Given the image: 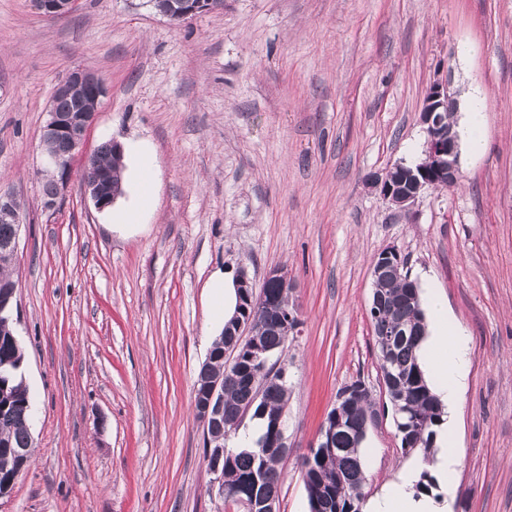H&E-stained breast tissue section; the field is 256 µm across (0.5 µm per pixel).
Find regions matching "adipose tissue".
I'll return each mask as SVG.
<instances>
[{"label":"adipose tissue","instance_id":"1","mask_svg":"<svg viewBox=\"0 0 512 512\" xmlns=\"http://www.w3.org/2000/svg\"><path fill=\"white\" fill-rule=\"evenodd\" d=\"M429 322L420 343L418 356L439 401L448 412H455L469 362V348L458 327L448 318V304L434 291L425 295ZM453 429L445 427L435 441L438 450L431 464L436 479L444 485L446 496L437 500L415 494L412 486L416 471L404 469L398 480L387 486L381 495L369 499L364 512H452L456 495L453 476L461 463L458 448L452 442Z\"/></svg>","mask_w":512,"mask_h":512}]
</instances>
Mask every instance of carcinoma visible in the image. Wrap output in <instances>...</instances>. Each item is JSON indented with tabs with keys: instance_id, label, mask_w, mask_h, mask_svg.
I'll list each match as a JSON object with an SVG mask.
<instances>
[{
	"instance_id": "obj_1",
	"label": "carcinoma",
	"mask_w": 512,
	"mask_h": 512,
	"mask_svg": "<svg viewBox=\"0 0 512 512\" xmlns=\"http://www.w3.org/2000/svg\"><path fill=\"white\" fill-rule=\"evenodd\" d=\"M109 156L108 146L101 145L97 158L81 172V179L92 181L107 171L112 182L121 183V172L111 173ZM373 292L379 299L376 310L370 312L373 325L396 332L387 362L394 379L387 384V391L407 410L402 422L396 425L401 448L419 451L429 464L443 411L417 355L418 344L426 333L419 288L407 271L393 268L373 282ZM10 310L9 304L0 306V486L17 481L21 474L19 463L5 450L33 444L26 410L29 396L20 372L24 352L13 336ZM290 332L287 322L265 332L262 345L269 357L266 364L253 358L250 342L238 336H221L212 345L210 371L224 377V409L220 417L223 432L236 435L242 415L248 410L252 418L263 424L262 433L249 448H229L227 439H221L224 501L237 506L243 499L259 504L278 495L283 457L270 445L281 433L275 415L286 412L289 388L288 382L281 381L283 366L275 356L284 351ZM226 346L237 348L236 362L229 369L224 368L221 360ZM257 375L268 381V387L261 393L251 385ZM359 383L361 380L357 379L349 384L353 391L341 403L340 413L324 420L323 426L335 429L336 451L315 455L311 467L303 471L310 512H360L366 476L360 455L362 440L352 429L370 424L376 408L372 396L357 388Z\"/></svg>"
}]
</instances>
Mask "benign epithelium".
Here are the masks:
<instances>
[{"label":"benign epithelium","mask_w":512,"mask_h":512,"mask_svg":"<svg viewBox=\"0 0 512 512\" xmlns=\"http://www.w3.org/2000/svg\"><path fill=\"white\" fill-rule=\"evenodd\" d=\"M75 0H35L37 10L46 18H61L68 15ZM215 9L213 0H179V5L172 8L165 17L172 22L180 23L199 14ZM106 92L105 84L97 74L85 69L69 71L55 87L53 100L74 99L78 102L76 111L60 112L56 106H50L48 117L42 128L41 144L45 156L44 169L39 174L51 179L53 192L44 197L47 208L55 206L57 199L67 189L72 169V160L80 151L87 132L94 123L96 107L81 105L83 96L90 95L99 100ZM459 102L456 93L451 91L448 80L433 82L425 96L421 111V122L426 133V146L422 157L414 161V166L408 167L399 162L384 172L371 177V187L379 191L380 195L390 206L398 211H408L419 200L423 193L432 187L433 182H442L448 188L454 186L460 178L459 142L456 134L444 125L443 114L448 109H458ZM64 143L68 152L62 154L57 145ZM402 170L409 178L408 184L393 180L392 173ZM85 190L99 210H104L114 203L117 195L101 181L84 184ZM19 211L20 204L9 197L0 198V214L10 218L14 224V235L4 244V255L11 260L17 259L19 240ZM402 266V258L394 248L380 252L371 267V277L376 280L393 267ZM237 287L247 300L249 307L244 309L245 317L234 315L233 320L237 326V335L251 340L253 350L261 353L263 349L259 339L263 334L262 324L268 314L258 308V301L251 296L252 285L246 274H240ZM203 386L206 401L195 412L196 419L202 428L205 438L215 433L219 424V417L224 406V386L222 379L213 378L204 373L198 378ZM334 450L333 433L324 430L319 432L316 443L303 458L305 463H312L317 450ZM210 471L215 475L212 487L217 489L219 495H224V449L218 448L209 454Z\"/></svg>","instance_id":"benign-epithelium-1"}]
</instances>
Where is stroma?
Returning <instances> with one entry per match:
<instances>
[{
  "mask_svg": "<svg viewBox=\"0 0 512 512\" xmlns=\"http://www.w3.org/2000/svg\"><path fill=\"white\" fill-rule=\"evenodd\" d=\"M105 82L85 149L128 153L114 226L73 173L46 208L41 129L65 73ZM485 114L461 178L394 210L369 179L418 159L428 86ZM147 174L140 188L134 170ZM21 205L12 326L35 407L31 464L0 512H237L211 492L194 384L216 330L208 284L286 268L302 321L279 512H309L300 461L337 392L364 380L380 415L364 498L419 461L380 383L371 265L395 247L441 294L470 362L453 512H512V0H224L175 24L146 0H75L48 19L0 0V196Z\"/></svg>",
  "mask_w": 512,
  "mask_h": 512,
  "instance_id": "35a3bbf8",
  "label": "stroma"
}]
</instances>
